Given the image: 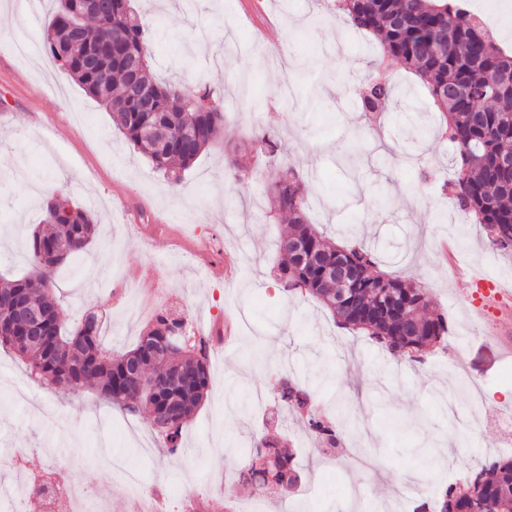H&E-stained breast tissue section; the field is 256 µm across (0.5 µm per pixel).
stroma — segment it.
Returning a JSON list of instances; mask_svg holds the SVG:
<instances>
[{"instance_id": "stroma-1", "label": "stroma", "mask_w": 512, "mask_h": 512, "mask_svg": "<svg viewBox=\"0 0 512 512\" xmlns=\"http://www.w3.org/2000/svg\"><path fill=\"white\" fill-rule=\"evenodd\" d=\"M157 34L153 74L185 87L207 86L224 109V130L175 182L117 133L109 112L50 56L23 58L12 41L42 39L52 5L30 12L24 0H0V274L28 266L26 236L44 217V201L63 193L94 215L98 233L70 268L51 273L67 321L106 311L104 344L128 351L145 327L128 320L113 298L122 275L140 268L136 293L159 294L160 307L194 324L230 325L233 342L211 354L212 386L183 431V458L151 439L148 414L127 416L96 391L49 389L25 364L0 349V492L25 473L61 464L96 492L85 512H137L128 478L161 493V512H388L386 483L421 485L416 452L449 443L432 487L462 478L486 459L512 456V358L487 338L491 319L464 297L466 283L449 276L439 241L451 237L468 270L512 272V251L495 249L484 225L445 195L455 149L441 134L442 115L417 77L385 59L394 86L379 122L355 94L377 77L375 38L350 27L324 0H134ZM232 53H225V42ZM266 132L288 153L278 171L294 170L306 186L310 222L336 242L374 241L381 270L420 282L450 326L447 350L423 362L394 358L366 337L338 329L315 299L284 293L274 277L275 241L285 228L271 208L268 160L248 151ZM359 140V188L350 190L337 164V144ZM243 153L230 175L224 157ZM224 245V274L212 278L189 260L193 236ZM332 375L318 393L321 413L350 402L357 429L347 454L326 457L303 417L280 416L275 399L283 373ZM297 452L296 491L268 486L254 500L235 485L245 450L265 434ZM26 452V472L14 467Z\"/></svg>"}]
</instances>
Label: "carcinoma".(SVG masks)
Here are the masks:
<instances>
[{"instance_id":"1","label":"carcinoma","mask_w":512,"mask_h":512,"mask_svg":"<svg viewBox=\"0 0 512 512\" xmlns=\"http://www.w3.org/2000/svg\"><path fill=\"white\" fill-rule=\"evenodd\" d=\"M55 4L43 44L56 64L89 96L112 114L123 137L151 162L154 171L179 179L218 137L224 110L203 101L209 91H196L160 82L144 66L141 83L156 92V111L143 112L130 94L125 56H149L151 30L131 6V0H105L98 10L82 0H52ZM352 28L372 34L380 58L394 57L415 73L445 121L444 133L455 144L454 176L445 182L460 208L476 215L494 245L512 250V168L499 158L512 155V55L488 35L479 18L453 0H336ZM97 56L96 67L84 69V56ZM385 84L368 96H359L366 112L389 100ZM161 125L180 134L169 147L159 145L150 130ZM250 149L276 157L283 151L280 137L265 133ZM274 205L288 220L277 243L280 261L277 279L286 293H304L330 313L336 325L365 335L386 352L422 351L445 343V318L429 312V293L414 288L396 273L375 269V248L336 246L308 223L305 189L296 176L272 175ZM45 228L30 237L28 272L21 278L0 276V321L13 322L0 334V347L14 351L26 364L30 378L64 386L74 393L96 389L100 397L126 414L148 410L154 430L168 452L176 455L184 426L211 387L206 342L186 339V318L167 310L157 313L139 335L134 348L111 356L104 348L102 329L91 316L73 327L60 317L59 303L47 276L78 259L93 243L96 224L91 215L65 195L47 201ZM344 254L359 272L345 288L322 273L323 264ZM26 299L46 320L39 338H31L17 320L15 301ZM318 387L297 376H284L280 397L289 413L313 403ZM348 425L344 407L336 420L318 414L308 417V428L332 443L337 425ZM474 497L460 485L442 487L438 512H512V457L491 461L478 471ZM295 455L275 437H265L247 451V463L238 482L258 493L269 482L292 492L300 482Z\"/></svg>"}]
</instances>
